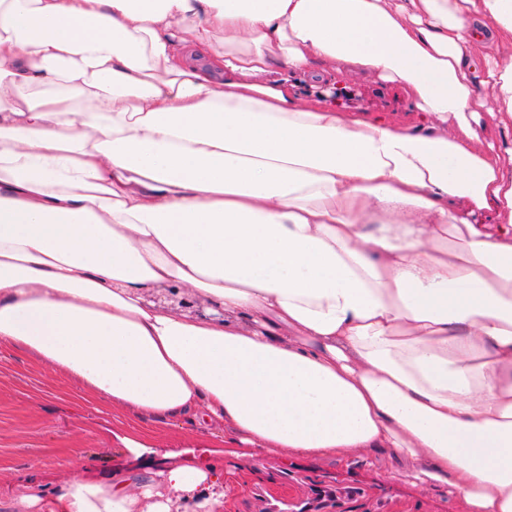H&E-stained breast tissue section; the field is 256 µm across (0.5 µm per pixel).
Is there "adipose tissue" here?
<instances>
[{"mask_svg": "<svg viewBox=\"0 0 512 512\" xmlns=\"http://www.w3.org/2000/svg\"><path fill=\"white\" fill-rule=\"evenodd\" d=\"M323 63L418 120L301 96ZM481 88L512 125V0H0V342L232 424L243 459L374 451L512 512V148ZM15 500L232 509L189 460ZM479 99L484 103V107L481 108V114L484 120L487 122L490 128L492 140L496 145L500 147H511L512 146V127L508 131H501L495 126L496 122L489 116L487 109L494 107L491 96L486 91H481Z\"/></svg>", "mask_w": 512, "mask_h": 512, "instance_id": "obj_1", "label": "adipose tissue"}]
</instances>
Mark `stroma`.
I'll list each match as a JSON object with an SVG mask.
<instances>
[{
    "instance_id": "1",
    "label": "stroma",
    "mask_w": 512,
    "mask_h": 512,
    "mask_svg": "<svg viewBox=\"0 0 512 512\" xmlns=\"http://www.w3.org/2000/svg\"><path fill=\"white\" fill-rule=\"evenodd\" d=\"M342 102L399 121L415 116L404 92L380 80L352 78ZM149 432L150 451L129 453L114 438L119 430ZM187 451L200 467L220 465L227 486L245 485L233 512H258L276 501H307L308 483L357 494L330 501L326 512H464L441 487L416 485L390 456L354 452L343 458H302L273 449L244 462L231 443L189 419H141L125 408L94 399L70 377L37 357L0 343V512H28L15 505L26 480L46 492L77 478L104 480L112 472L152 471L165 453Z\"/></svg>"
}]
</instances>
